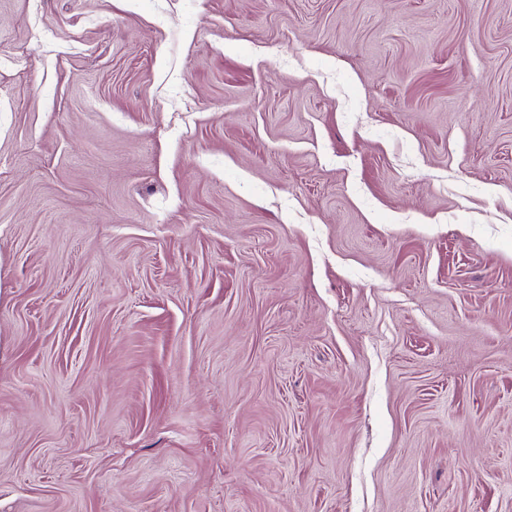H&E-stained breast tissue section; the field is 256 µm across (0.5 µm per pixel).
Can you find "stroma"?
I'll use <instances>...</instances> for the list:
<instances>
[{"instance_id": "1", "label": "stroma", "mask_w": 512, "mask_h": 512, "mask_svg": "<svg viewBox=\"0 0 512 512\" xmlns=\"http://www.w3.org/2000/svg\"><path fill=\"white\" fill-rule=\"evenodd\" d=\"M0 512H512V0H0Z\"/></svg>"}]
</instances>
